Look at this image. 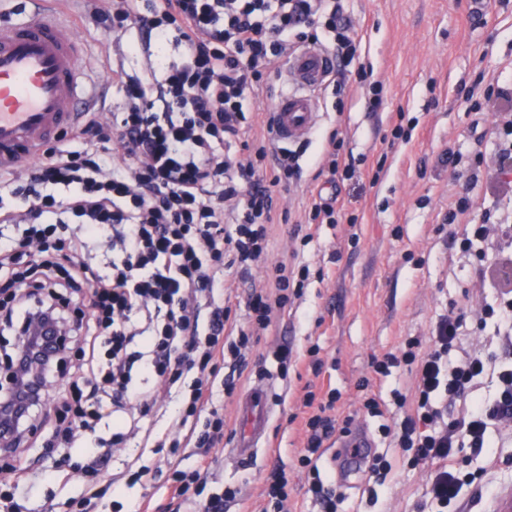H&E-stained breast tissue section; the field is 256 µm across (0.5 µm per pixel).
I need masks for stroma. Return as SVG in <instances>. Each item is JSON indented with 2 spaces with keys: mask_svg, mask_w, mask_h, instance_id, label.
Returning a JSON list of instances; mask_svg holds the SVG:
<instances>
[{
  "mask_svg": "<svg viewBox=\"0 0 512 512\" xmlns=\"http://www.w3.org/2000/svg\"><path fill=\"white\" fill-rule=\"evenodd\" d=\"M360 41L359 62L384 87L377 111H368L366 89L348 80L341 92L316 93L319 120L307 139L318 150L331 131H338L346 153L357 158L352 179L329 183L305 169L300 182L278 190L288 223L272 225L270 258L300 261L310 267L309 285L291 308L274 313L253 353L257 362L244 373L243 386L264 380L276 370L275 351H292L288 374L276 380L268 441L252 459L235 462L216 454L206 493L242 490L240 500L224 512H263L265 478L274 461L288 468L287 512H321L308 490L306 472L298 463L306 441L303 397L306 392L334 388L336 417L364 427L374 454L386 457L390 470L339 472L332 461L335 444L326 443L319 462L336 490V512H496L512 495V422L490 421V446L481 454L457 450L452 464L464 484L448 507L431 498V470L396 448L388 427L416 405V371L402 364L387 376L376 375L373 359L402 356L411 339L428 350L437 323L449 310L463 316L459 340L449 359L488 358L489 364L469 384V400L494 401L500 394V370L512 366V327L495 310L500 289L477 273L474 254L449 249V235L463 236L482 223L484 212L499 221L483 242L498 261L512 259V186L495 181L499 145L492 131L501 123L490 102L473 107L468 90L483 92L489 83L512 89V0H482L473 11L470 0H341ZM85 56L79 83L90 88L103 82L99 109L120 111L123 97L112 86V69L139 67V34H131L121 51H113L104 31L94 23L77 27ZM409 139L392 141L395 128ZM477 182H469L471 172ZM335 197L343 208L337 224H315L310 241L293 231L304 218L314 188ZM470 207L449 220L460 196ZM319 347L324 362L314 373L307 351ZM405 403H398V396ZM374 397L382 414L369 416L363 404ZM51 427L39 425L35 448L20 462L30 483L14 502L0 503V512L19 504L20 512H74L86 478L78 467L79 452L45 449ZM167 474H156L133 489L98 484L101 512H114L142 496L159 512H172Z\"/></svg>",
  "mask_w": 512,
  "mask_h": 512,
  "instance_id": "stroma-1",
  "label": "stroma"
}]
</instances>
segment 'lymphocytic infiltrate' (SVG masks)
Segmentation results:
<instances>
[{
    "instance_id": "obj_1",
    "label": "lymphocytic infiltrate",
    "mask_w": 512,
    "mask_h": 512,
    "mask_svg": "<svg viewBox=\"0 0 512 512\" xmlns=\"http://www.w3.org/2000/svg\"><path fill=\"white\" fill-rule=\"evenodd\" d=\"M95 13L122 45L133 30L141 73L112 71L123 92L122 111L103 119L87 113L35 161L0 173V224L24 225L21 237L0 243V323L60 328L41 356L30 341L23 361L39 391L14 395L5 453L28 445L35 410L55 400L51 448H80L84 474L98 481L108 446L90 443L104 417L113 420L111 445L138 431V413L159 398L147 379L177 388L179 407L171 424L172 448L198 451L193 469H173L172 497L195 512H223L236 490L194 503L191 489L204 488L209 453L224 440V405L248 367L257 336L274 310L301 296L310 276L305 265H272V291L251 290L248 328L235 339L224 332L231 308L224 302V270L249 273L266 262L278 215L275 189L302 172L304 152L277 146L272 130L247 139L246 104L264 75L309 44H328L354 58L357 44L330 0H100ZM173 46V60L158 62L154 45ZM112 253V270L96 274L93 251ZM460 317H443L424 357L406 351L372 363L387 374L399 361L416 366L417 402L396 425L398 447L433 465L431 493L448 505L462 481L450 460L454 449L479 453L488 444L490 419L512 418V369L503 370L500 399L447 421L449 402L464 398L484 363L455 364ZM75 359L77 380L56 386L55 371ZM335 391L307 393V441L298 462L323 512H335L334 491L317 466L326 441L348 431L333 410Z\"/></svg>"
}]
</instances>
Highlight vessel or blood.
Segmentation results:
<instances>
[{
    "instance_id": "obj_1",
    "label": "vessel or blood",
    "mask_w": 512,
    "mask_h": 512,
    "mask_svg": "<svg viewBox=\"0 0 512 512\" xmlns=\"http://www.w3.org/2000/svg\"><path fill=\"white\" fill-rule=\"evenodd\" d=\"M80 43L69 21L42 8L0 22V168L35 159L45 143L74 126L88 98L78 90ZM334 64L322 47L306 46L286 64V79L271 116L279 141L311 132L318 114L315 89ZM274 378L252 385L238 404L241 430L230 456L244 461L265 441Z\"/></svg>"
}]
</instances>
